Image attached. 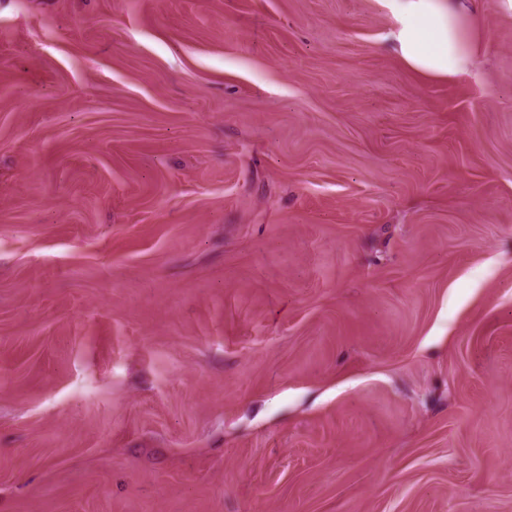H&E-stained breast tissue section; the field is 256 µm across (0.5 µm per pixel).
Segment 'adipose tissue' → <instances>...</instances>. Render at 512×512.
Segmentation results:
<instances>
[{
	"instance_id": "adipose-tissue-1",
	"label": "adipose tissue",
	"mask_w": 512,
	"mask_h": 512,
	"mask_svg": "<svg viewBox=\"0 0 512 512\" xmlns=\"http://www.w3.org/2000/svg\"><path fill=\"white\" fill-rule=\"evenodd\" d=\"M392 17L391 50L423 76L452 79L487 56L474 0H383Z\"/></svg>"
}]
</instances>
